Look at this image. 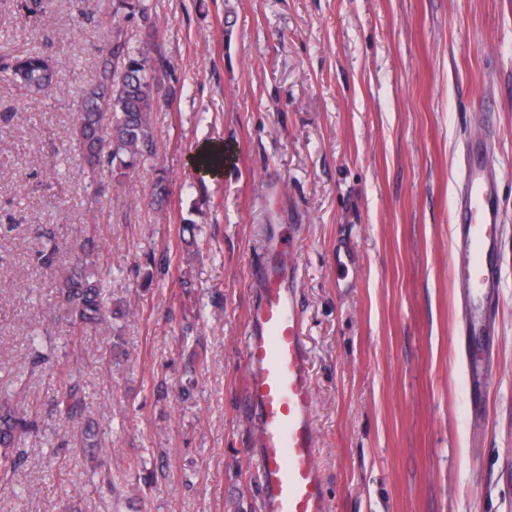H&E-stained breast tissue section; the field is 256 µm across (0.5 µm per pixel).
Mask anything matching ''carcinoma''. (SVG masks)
I'll return each instance as SVG.
<instances>
[{
	"label": "carcinoma",
	"mask_w": 512,
	"mask_h": 512,
	"mask_svg": "<svg viewBox=\"0 0 512 512\" xmlns=\"http://www.w3.org/2000/svg\"><path fill=\"white\" fill-rule=\"evenodd\" d=\"M138 19L146 30L143 45L122 39V22ZM112 40L102 54L96 79L82 93L72 133L89 173L106 167L114 181L135 170L141 160L158 151L152 114L158 106L159 78L171 63L158 51V29L145 0H112L111 11L98 20ZM0 68L11 71L24 84L42 92L53 85V69L37 52L16 57ZM170 177L159 171L152 182L150 202L164 207ZM99 246L86 238L69 265L56 279L57 311L79 332L96 330L106 319V298L101 278ZM74 389L55 403L56 412L70 419L78 415L80 401ZM36 431V423L7 399H0V480L17 470L25 455L21 444Z\"/></svg>",
	"instance_id": "1"
}]
</instances>
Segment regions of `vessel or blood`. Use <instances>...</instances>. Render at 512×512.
Returning <instances> with one entry per match:
<instances>
[{"label": "vessel or blood", "mask_w": 512, "mask_h": 512, "mask_svg": "<svg viewBox=\"0 0 512 512\" xmlns=\"http://www.w3.org/2000/svg\"><path fill=\"white\" fill-rule=\"evenodd\" d=\"M505 219L499 205L498 173L484 142L464 148L462 187L455 200L453 243L464 261L456 281L474 304L467 333L486 336L488 306L502 286L497 243ZM285 236L268 240L255 268L259 290L250 308L244 342V413L256 427L262 512H327L323 479L316 463L312 411L314 393L308 355L299 331L301 317L292 290ZM471 383L493 371L491 346L466 347Z\"/></svg>", "instance_id": "1"}]
</instances>
